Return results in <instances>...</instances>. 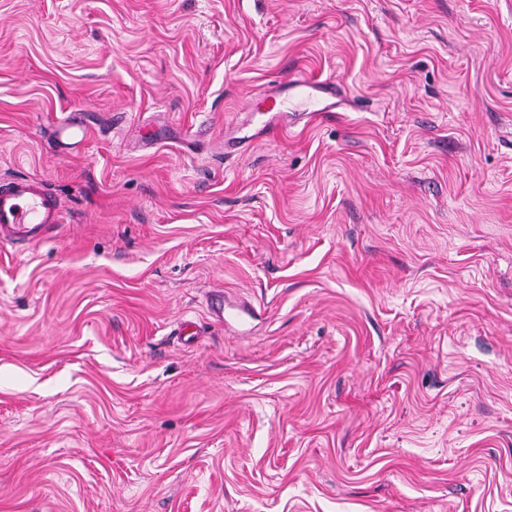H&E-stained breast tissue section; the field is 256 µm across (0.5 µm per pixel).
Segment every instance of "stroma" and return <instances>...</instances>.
Segmentation results:
<instances>
[{
	"label": "stroma",
	"instance_id": "obj_1",
	"mask_svg": "<svg viewBox=\"0 0 512 512\" xmlns=\"http://www.w3.org/2000/svg\"><path fill=\"white\" fill-rule=\"evenodd\" d=\"M13 177L0 512H512V0H0ZM285 88L292 93L302 96L314 104V109L309 113L310 119L316 116L334 112V104L330 98L336 97L332 83L321 81L312 74L297 71L288 76ZM246 106L251 112L262 116L257 133L264 135L266 138L283 134L284 126L279 122V118L283 117L285 112L280 108V101L276 94L268 93L259 102L250 99ZM94 134L90 122L78 112H73L58 121L55 126L53 142L56 149L83 143ZM64 221L63 210L40 183L13 180L0 187L1 243L48 241Z\"/></svg>",
	"mask_w": 512,
	"mask_h": 512
}]
</instances>
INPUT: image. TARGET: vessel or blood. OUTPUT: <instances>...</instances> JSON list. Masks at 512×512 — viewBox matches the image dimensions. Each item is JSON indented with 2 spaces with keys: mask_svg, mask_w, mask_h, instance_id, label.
Returning a JSON list of instances; mask_svg holds the SVG:
<instances>
[{
  "mask_svg": "<svg viewBox=\"0 0 512 512\" xmlns=\"http://www.w3.org/2000/svg\"><path fill=\"white\" fill-rule=\"evenodd\" d=\"M288 91L302 96L314 104V115L333 111L332 83L317 79L302 71L289 75L285 84ZM250 111L260 115L259 132L268 138L283 134L280 122L283 111L276 94H266L262 100L248 102ZM90 122L77 112L58 121L53 142L55 147L66 148L83 143L93 134ZM65 216L54 197L38 182L13 180L7 187H0V242L39 243L50 240L54 231L64 223Z\"/></svg>",
  "mask_w": 512,
  "mask_h": 512,
  "instance_id": "obj_1",
  "label": "vessel or blood"
}]
</instances>
